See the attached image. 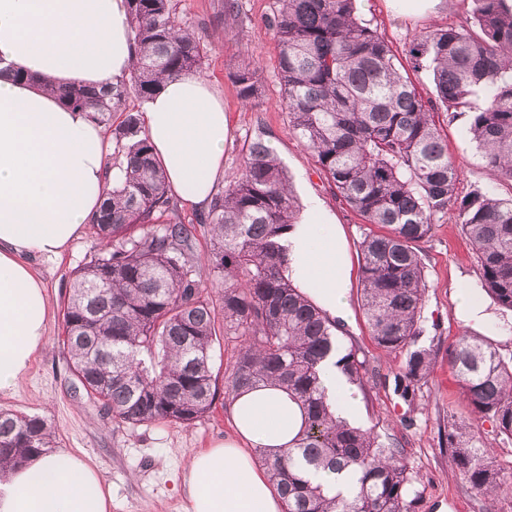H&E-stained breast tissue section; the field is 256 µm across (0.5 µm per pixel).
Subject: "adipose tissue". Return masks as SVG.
<instances>
[{"label":"adipose tissue","mask_w":512,"mask_h":512,"mask_svg":"<svg viewBox=\"0 0 512 512\" xmlns=\"http://www.w3.org/2000/svg\"><path fill=\"white\" fill-rule=\"evenodd\" d=\"M131 65L125 0H0V390L28 369L47 340V286L35 258L59 257L93 221L111 147L87 112L62 106L44 88L104 85ZM38 76L16 81L14 72ZM144 129L172 190L206 206L224 174L229 118L205 80H167L145 101ZM287 277L332 319L348 322L351 265L345 232L309 200L281 242ZM319 376L331 412L349 425L359 403L335 358ZM231 437L192 457L182 475L190 512H283L278 489L258 464L291 446L303 427L300 404L265 383L232 404ZM112 489L88 458L53 450L0 471V512H110Z\"/></svg>","instance_id":"ef3b65f1"}]
</instances>
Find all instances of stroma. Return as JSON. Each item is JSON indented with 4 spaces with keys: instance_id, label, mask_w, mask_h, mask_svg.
<instances>
[{
    "instance_id": "obj_1",
    "label": "stroma",
    "mask_w": 512,
    "mask_h": 512,
    "mask_svg": "<svg viewBox=\"0 0 512 512\" xmlns=\"http://www.w3.org/2000/svg\"><path fill=\"white\" fill-rule=\"evenodd\" d=\"M225 0H173L177 19L205 37L206 54L202 79L224 99L230 136L224 146V177L227 188L240 175L242 148L258 134H267L272 147L292 180L298 206L309 199L321 201L347 233L352 266H359V244L368 230L365 221L350 210L315 168L312 153L291 131L288 115L280 107L278 49L266 25L275 0H237L239 20L224 22ZM358 15L377 28L397 55L426 31L469 23L472 0H433L425 11L407 9L404 0H358ZM258 67L261 96L242 105L232 75L245 67ZM408 76L448 138V153L461 170L458 194L473 197L492 193L512 197V182L485 164L467 132V116L449 117L426 72ZM427 281L421 324V346L434 352L432 370L422 380L413 401L394 390V377L406 362L402 353L378 347L361 306V276L353 274L349 292L352 321L341 337L356 346L365 359L368 374L356 387L361 402V425L401 451L400 459L419 477L421 498L415 512H482L481 497L466 491L456 477L448 456L449 417L470 421L448 367V348L466 330L455 291L460 285L480 287L477 259L457 223L456 212L440 215L431 236L421 245ZM99 249L93 227L67 251L53 260H34L33 267L48 288L47 342L35 355L24 376L10 390L0 392V409L45 416L56 432V448L88 456L106 484L112 488L111 512H189L181 487V475L191 458L219 442L232 431L230 403L217 401L213 410L190 426L163 423L129 425L112 421L97 403L77 391L62 346V306L75 271ZM483 447L489 448L497 470L506 482L496 501L497 512H512V442L494 432L491 423L479 427Z\"/></svg>"
}]
</instances>
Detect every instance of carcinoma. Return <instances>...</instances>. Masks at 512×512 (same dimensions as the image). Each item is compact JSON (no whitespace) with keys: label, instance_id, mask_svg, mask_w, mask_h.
I'll use <instances>...</instances> for the list:
<instances>
[{"label":"carcinoma","instance_id":"1","mask_svg":"<svg viewBox=\"0 0 512 512\" xmlns=\"http://www.w3.org/2000/svg\"><path fill=\"white\" fill-rule=\"evenodd\" d=\"M473 21L437 27L409 49L429 72L451 115L470 113L468 132L487 166L512 181V0H474ZM133 64L107 90L72 84L58 90L69 107L112 127V168L93 223L102 248L75 271L62 312L63 351L87 397L113 421L189 426L220 395L274 381L301 404L298 443L265 459L285 512H415V477L399 450L374 432L330 412L319 363L338 347L336 323L284 276L283 232L298 209L288 173L264 134L247 142L240 177L216 195L198 224L210 237L199 259L192 230L175 213L170 187L142 115V101L168 79L201 71L204 39L178 22L171 0H127ZM277 42L281 108L313 153L317 170L342 201L380 228L360 242L361 303L375 344L404 352L396 381L405 398L427 378L432 350L417 346L426 291L420 244L434 220L453 209L481 267V287L512 310V199L459 198L460 169L447 141L385 38L357 16V0H277L266 20ZM241 103L260 93L256 70L237 72ZM481 100V105L474 104ZM220 290L224 335L240 339L226 387L213 354L220 344L206 282ZM361 385L365 361L349 348L340 359ZM470 413L512 441V359L485 336L465 332L448 348ZM40 415L0 410V469L21 466L55 447ZM448 453L463 487L485 512L502 482L472 427L448 416ZM350 470V501L308 478Z\"/></svg>","mask_w":512,"mask_h":512}]
</instances>
